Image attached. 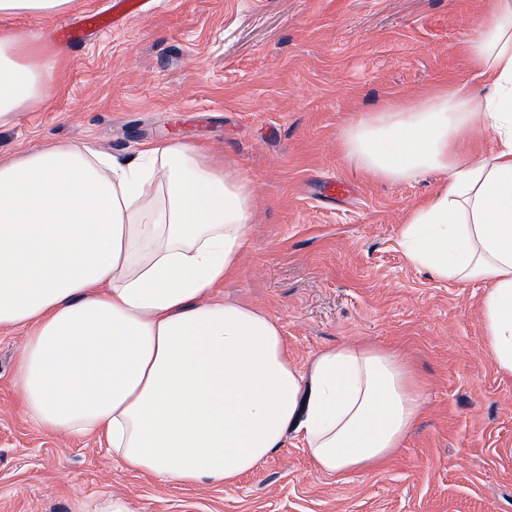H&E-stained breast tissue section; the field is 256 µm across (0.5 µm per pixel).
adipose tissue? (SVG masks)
I'll return each mask as SVG.
<instances>
[{
  "instance_id": "obj_1",
  "label": "adipose tissue",
  "mask_w": 512,
  "mask_h": 512,
  "mask_svg": "<svg viewBox=\"0 0 512 512\" xmlns=\"http://www.w3.org/2000/svg\"><path fill=\"white\" fill-rule=\"evenodd\" d=\"M50 50L0 30V125L44 103ZM467 51L483 97L452 80L351 124L343 148L388 181L445 173L397 243L433 278L484 284L485 342L512 375V0H494ZM476 129L494 146L472 162L459 147ZM253 208L249 180L198 143L125 157L52 143L0 160V328L25 332V416L187 485L236 482L290 433L330 476L401 448L423 399L397 353L344 344L304 372L277 319L215 295L239 271Z\"/></svg>"
}]
</instances>
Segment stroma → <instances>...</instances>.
<instances>
[{
  "label": "stroma",
  "instance_id": "obj_1",
  "mask_svg": "<svg viewBox=\"0 0 512 512\" xmlns=\"http://www.w3.org/2000/svg\"><path fill=\"white\" fill-rule=\"evenodd\" d=\"M112 0H76L0 25L53 32ZM493 0H147L84 43L54 42L46 104L0 127V159L42 142L116 156L199 141L251 182L255 217L238 275L218 293L279 320L307 369L345 342L393 349L424 396L402 448L370 471L319 472L295 436L231 486L131 473L93 436L24 417L14 377L25 342L0 331V512H512V376L485 345V287L409 265L397 232L443 176L393 183L367 173L340 132L386 104L472 71L464 43ZM333 180L348 183L327 195Z\"/></svg>",
  "mask_w": 512,
  "mask_h": 512
}]
</instances>
